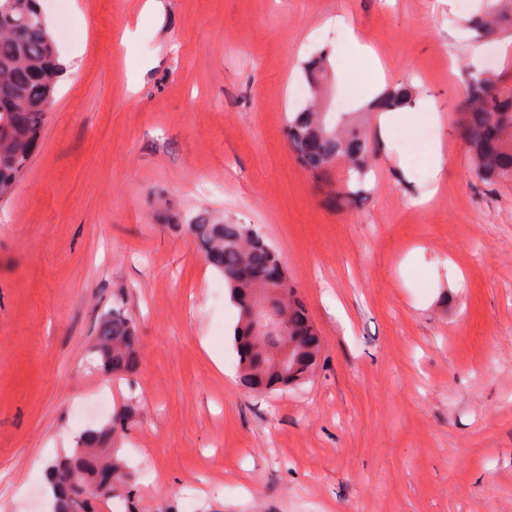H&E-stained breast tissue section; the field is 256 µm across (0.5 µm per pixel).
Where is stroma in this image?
Segmentation results:
<instances>
[{"label": "stroma", "instance_id": "35a3bbf8", "mask_svg": "<svg viewBox=\"0 0 512 512\" xmlns=\"http://www.w3.org/2000/svg\"><path fill=\"white\" fill-rule=\"evenodd\" d=\"M143 3L42 0L75 56L0 203V512H46V463L126 409L136 512H512V182L479 178L459 129L466 71L512 80V42L467 28L481 0ZM354 36L415 105L365 120L381 153L349 208L285 128L325 49L326 110L360 111ZM202 207L279 254L321 338L310 381L241 385L238 310L174 227ZM116 300L127 377L90 355Z\"/></svg>", "mask_w": 512, "mask_h": 512}]
</instances>
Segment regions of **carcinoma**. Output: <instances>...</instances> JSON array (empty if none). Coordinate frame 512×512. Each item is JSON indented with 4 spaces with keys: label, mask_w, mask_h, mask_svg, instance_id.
Returning a JSON list of instances; mask_svg holds the SVG:
<instances>
[{
    "label": "carcinoma",
    "mask_w": 512,
    "mask_h": 512,
    "mask_svg": "<svg viewBox=\"0 0 512 512\" xmlns=\"http://www.w3.org/2000/svg\"><path fill=\"white\" fill-rule=\"evenodd\" d=\"M502 5L503 0H485L483 16L470 24L492 31L491 17ZM329 67V53L322 52L304 62L302 70L308 84L315 87L325 82ZM62 71L37 0H0V196L12 192L28 167ZM499 83L500 77L486 69L467 71L460 125L482 179L512 182V92L502 91ZM380 105L385 109L409 107L412 92L406 85L391 87L380 96ZM287 137L299 164L317 184L333 185V170L343 165L345 177L335 191L343 205H354L368 194L367 178L380 143L356 122L348 119L340 126L332 125L325 113L305 106L288 118ZM182 228L223 276L232 302L239 308L234 344L242 384L254 392H267L310 380L319 364L320 338L292 296V288L283 283L276 288L265 285V269L277 256L260 232L250 224L217 221L206 209L198 210ZM260 293L273 310L288 312L289 322L304 336L284 368L266 349L249 346L247 311ZM92 354L97 367L110 374L127 375L138 369L136 329L122 304L115 303L101 316ZM128 424L129 416L119 414L101 427L85 431L71 453L47 464L46 472L57 490L54 512L98 510V497L80 498L72 492L68 477L75 467L83 471L87 485L94 483L100 471L112 470L116 485L108 498L111 512H135L127 462L120 449L112 447L113 434Z\"/></svg>",
    "instance_id": "1"
}]
</instances>
